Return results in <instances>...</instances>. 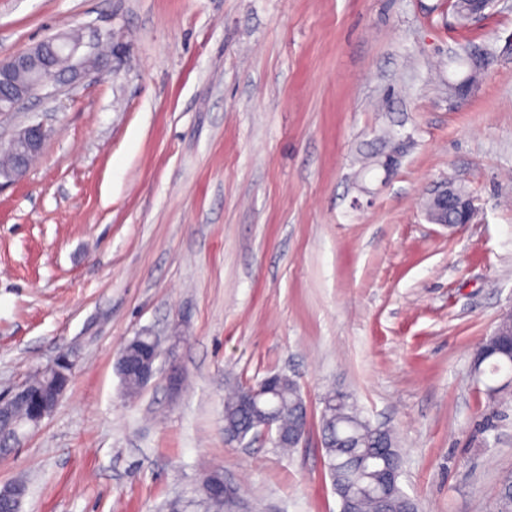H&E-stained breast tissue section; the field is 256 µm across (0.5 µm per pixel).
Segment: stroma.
Returning <instances> with one entry per match:
<instances>
[{
    "mask_svg": "<svg viewBox=\"0 0 512 512\" xmlns=\"http://www.w3.org/2000/svg\"><path fill=\"white\" fill-rule=\"evenodd\" d=\"M83 30L122 44L17 111L49 131L0 187V392L59 352L55 411L0 449L20 512H168L224 473L226 512H340L321 398L393 431L419 512H494L512 480V398L471 357L512 310V0L462 39L448 0H0V61ZM493 46L462 99V45ZM397 150L396 166L382 165ZM473 224L429 223L445 185ZM188 378L126 396L139 331ZM284 372L301 448L224 440V385Z\"/></svg>",
    "mask_w": 512,
    "mask_h": 512,
    "instance_id": "35a3bbf8",
    "label": "stroma"
}]
</instances>
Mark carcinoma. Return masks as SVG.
I'll return each instance as SVG.
<instances>
[{
	"label": "carcinoma",
	"instance_id": "carcinoma-1",
	"mask_svg": "<svg viewBox=\"0 0 512 512\" xmlns=\"http://www.w3.org/2000/svg\"><path fill=\"white\" fill-rule=\"evenodd\" d=\"M492 376L512 380V356L493 354L481 362ZM236 386L224 398V433L245 437L259 429L271 411L280 414V430L287 436L303 432L308 421L307 404L298 383L280 374L276 390L252 409L240 403ZM320 430L326 467L340 507L357 512H411L416 508L399 484L383 481L385 469L400 467L401 456L393 434L373 426L361 415L352 395L330 391L322 399Z\"/></svg>",
	"mask_w": 512,
	"mask_h": 512
}]
</instances>
